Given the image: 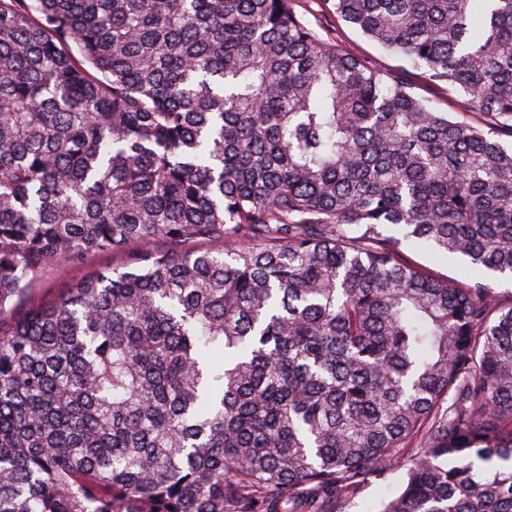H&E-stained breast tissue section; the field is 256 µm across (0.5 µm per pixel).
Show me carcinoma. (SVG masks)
<instances>
[{
    "instance_id": "carcinoma-1",
    "label": "carcinoma",
    "mask_w": 512,
    "mask_h": 512,
    "mask_svg": "<svg viewBox=\"0 0 512 512\" xmlns=\"http://www.w3.org/2000/svg\"><path fill=\"white\" fill-rule=\"evenodd\" d=\"M296 2L0 0V512H512V0ZM296 10L321 38H331L342 51L359 56L382 71L403 67L412 74L416 73L408 61L385 51L359 30L341 21L336 22V15L328 10L323 0H299ZM413 81L415 83L414 91L417 95L426 99L428 105L436 111L448 112V115L452 117L457 116V112H466L461 109L457 95L454 94L453 97L447 96L442 91L430 87L423 80L416 77H413ZM404 253L414 262L432 270L440 278L466 280L468 271L460 258L438 255L425 247L407 244ZM122 255L99 254L89 257L84 267L61 265L46 270L41 279L31 286V303L46 304L54 301L68 284L87 269L111 268L121 263ZM415 456L405 455L400 467L372 477L357 493L346 501L343 512H375L380 507V501L397 491L404 477L409 460Z\"/></svg>"
}]
</instances>
